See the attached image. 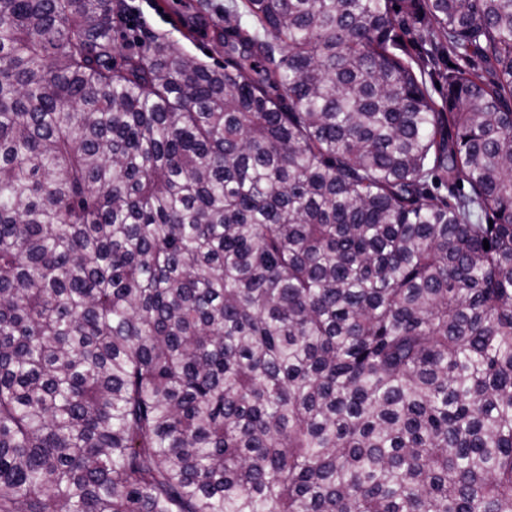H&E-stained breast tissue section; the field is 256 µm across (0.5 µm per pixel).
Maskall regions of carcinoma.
I'll use <instances>...</instances> for the list:
<instances>
[{
  "mask_svg": "<svg viewBox=\"0 0 512 512\" xmlns=\"http://www.w3.org/2000/svg\"><path fill=\"white\" fill-rule=\"evenodd\" d=\"M120 8L0 0V512H512V0ZM125 10L119 15L120 37L117 42L127 52L138 46L146 32L165 34L178 41L184 50L209 64L224 65V49L217 41L216 33L224 28V6L229 0H207L205 19L192 28L186 25L187 19L195 13L197 0H125ZM157 3L161 4L159 12ZM135 14V24L131 25L128 14ZM169 16L170 21L164 18ZM211 52V55L205 53Z\"/></svg>",
  "mask_w": 512,
  "mask_h": 512,
  "instance_id": "1",
  "label": "carcinoma"
}]
</instances>
